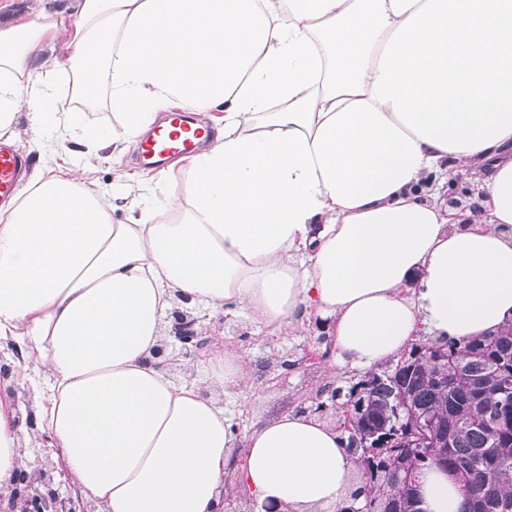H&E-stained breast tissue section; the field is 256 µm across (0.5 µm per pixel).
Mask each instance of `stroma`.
<instances>
[{
	"instance_id": "35a3bbf8",
	"label": "stroma",
	"mask_w": 512,
	"mask_h": 512,
	"mask_svg": "<svg viewBox=\"0 0 512 512\" xmlns=\"http://www.w3.org/2000/svg\"><path fill=\"white\" fill-rule=\"evenodd\" d=\"M56 111L76 113L87 126L112 123L111 104L98 101L90 112L78 111L72 91L70 72L56 74ZM22 146L30 155L31 169L41 166L46 148H54L58 163L68 165L75 158L68 142L55 139L49 133H34L27 116L19 118ZM188 318L210 342L241 351L249 361L248 379L238 394L226 401L240 434L264 420L287 413L308 410L317 394H330L358 376L359 367L336 358L334 339L324 322L314 318L303 331L271 335L267 329L241 316L230 320L223 313L204 308L187 309ZM23 472L16 484L17 499H0V512H16L18 499L37 492L52 495L68 507H80L82 512H97L95 502L86 498L68 474L59 449L42 447L23 451Z\"/></svg>"
}]
</instances>
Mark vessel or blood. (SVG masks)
Returning <instances> with one entry per match:
<instances>
[{
    "mask_svg": "<svg viewBox=\"0 0 512 512\" xmlns=\"http://www.w3.org/2000/svg\"><path fill=\"white\" fill-rule=\"evenodd\" d=\"M212 136L209 127L196 125L185 113L172 112L142 145L143 165L161 167L174 158L197 151ZM28 164L26 150L18 144L0 141V200L11 198Z\"/></svg>",
    "mask_w": 512,
    "mask_h": 512,
    "instance_id": "b4317fda",
    "label": "vessel or blood"
}]
</instances>
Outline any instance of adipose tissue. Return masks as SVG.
I'll return each instance as SVG.
<instances>
[{
	"label": "adipose tissue",
	"mask_w": 512,
	"mask_h": 512,
	"mask_svg": "<svg viewBox=\"0 0 512 512\" xmlns=\"http://www.w3.org/2000/svg\"><path fill=\"white\" fill-rule=\"evenodd\" d=\"M48 2L0 26V138L22 111L85 158L174 109L218 134L179 157L176 192L57 167L0 206V341L34 392L0 393V494L46 438L102 512H216L230 474L257 505L325 512L354 472L336 428L285 413L239 435L221 399L245 355L206 348L176 382L166 320L201 305L278 333L312 314L367 368L511 321L512 0ZM60 41L77 91L107 77L116 124L54 111L34 62ZM473 165L478 209L431 201ZM418 500L459 512L463 491L432 468Z\"/></svg>",
	"instance_id": "ef3b65f1"
}]
</instances>
